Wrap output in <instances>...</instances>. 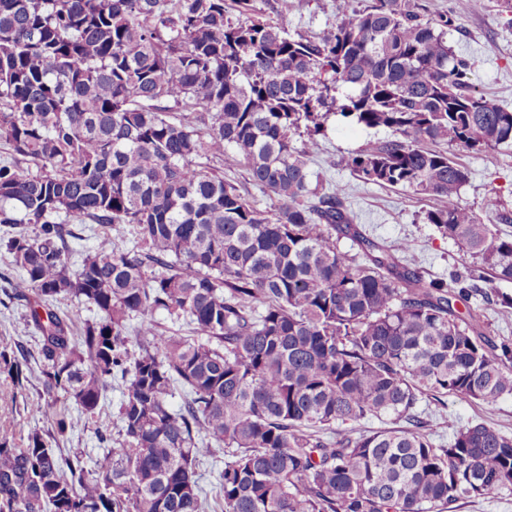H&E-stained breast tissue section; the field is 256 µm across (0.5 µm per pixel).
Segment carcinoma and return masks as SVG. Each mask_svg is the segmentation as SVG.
Here are the masks:
<instances>
[{
  "instance_id": "cac0c4a2",
  "label": "carcinoma",
  "mask_w": 512,
  "mask_h": 512,
  "mask_svg": "<svg viewBox=\"0 0 512 512\" xmlns=\"http://www.w3.org/2000/svg\"><path fill=\"white\" fill-rule=\"evenodd\" d=\"M235 7L0 0V248L42 333L39 381L85 415L108 380L126 383L122 447L89 467L61 464L52 442L73 417L50 401L51 430L0 445V512H451L512 487L511 436L471 423L436 443L418 411L512 395V344L470 304L478 291L512 308L493 298L512 238L455 201L469 173L454 157L512 146V111L472 90L448 15L415 0H336L319 37ZM332 116L390 131L346 167L432 200L425 219L465 272L425 278L401 263L411 241L363 234L342 186L311 188ZM229 159L274 208L203 165ZM86 224L103 232L74 268ZM68 298L99 318L60 314ZM159 311L188 334L164 335ZM0 358L23 386L30 354ZM370 418L389 426L358 431ZM214 444L210 500L197 468Z\"/></svg>"
}]
</instances>
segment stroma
Listing matches in <instances>:
<instances>
[{"label":"stroma","instance_id":"obj_1","mask_svg":"<svg viewBox=\"0 0 512 512\" xmlns=\"http://www.w3.org/2000/svg\"><path fill=\"white\" fill-rule=\"evenodd\" d=\"M420 2L425 13L447 14L448 43L456 54L470 60L474 90L512 110V0H484L483 7L472 12L462 10L460 0ZM254 5L293 34L318 36L337 22L336 0H254ZM389 136V131L382 128L329 119L324 135L318 139L311 171L323 184L346 187L348 203L369 236L390 245L411 240L409 264L425 277L444 278L452 271L463 270L467 256L454 241L427 223L428 200L402 189L363 183L345 167V158L368 141ZM456 157L469 171L459 204L474 208L487 222L499 224L500 212H512V148H501L491 159L462 151ZM499 226L503 234H512V224ZM17 275L8 254L0 250V350L11 351L20 344L34 355L40 346L39 332L28 324L23 303L9 301L3 293L7 279ZM124 390L122 381H109L95 413L76 418L73 430L61 441L64 456L79 455L89 463L104 447H118L121 437L117 412ZM45 400L37 378L17 388L7 369L0 365V443L22 448L32 430L47 429L48 422L41 413ZM426 418L438 439H448L454 428L477 422L512 436V395L504 396L492 407L449 396L444 406L427 412Z\"/></svg>","mask_w":512,"mask_h":512}]
</instances>
